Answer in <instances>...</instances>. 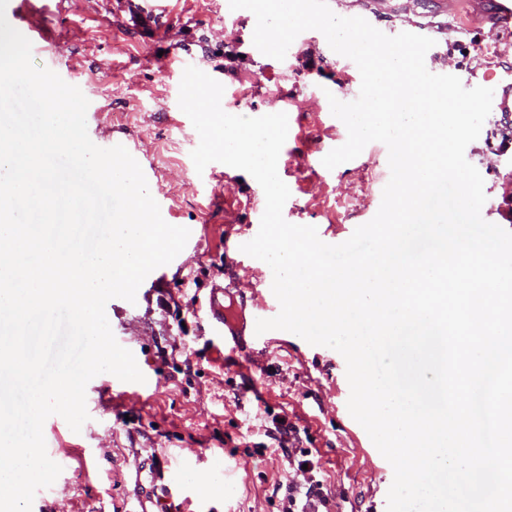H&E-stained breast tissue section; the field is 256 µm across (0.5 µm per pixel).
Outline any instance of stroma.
Listing matches in <instances>:
<instances>
[{"label":"stroma","mask_w":512,"mask_h":512,"mask_svg":"<svg viewBox=\"0 0 512 512\" xmlns=\"http://www.w3.org/2000/svg\"><path fill=\"white\" fill-rule=\"evenodd\" d=\"M490 0H459L441 14L437 0H391L381 25L413 20L451 24L465 88L484 70L473 45L490 15ZM48 22L70 34L71 57L58 75L77 86L98 111L100 129L114 140L147 145L140 164L151 174V194L164 197V220L193 229L199 246L183 267L167 264L143 281L135 302L111 299L106 317L116 341L132 350L154 388L113 400L73 432L57 416L44 423L47 450L65 456L68 469L42 489L34 503L41 512H137L135 463L151 454L181 459L187 512H283L289 481H301L290 462L307 450L316 477L331 500V512H385L389 467L346 420L341 405L349 394L336 378L337 359L296 339L258 349L250 357L225 349L210 335L200 308L213 285L227 283L238 304L253 308L262 299L259 259L237 251L226 255L225 240H251L254 204L264 202L259 183L229 168L228 178L200 181L191 159L199 135L179 105L185 66L192 65L224 87L221 105L233 115L258 117L289 106L288 154L277 170L290 190L284 219L318 225L331 243H342L352 224L369 222L379 201L368 187L387 184L388 149L369 143L355 159L327 169L322 145L341 146L344 123L330 107L313 110V85L339 88L344 75L320 46H305L309 68L286 65L257 51L250 24L239 39L224 40V0H179L173 33L154 41L125 28L111 13L74 10L60 0ZM491 123L466 150L484 180L488 199H498L512 182V155L487 166ZM287 416L295 441L265 436L262 414ZM239 471L231 486L219 474L225 455Z\"/></svg>","instance_id":"stroma-1"}]
</instances>
